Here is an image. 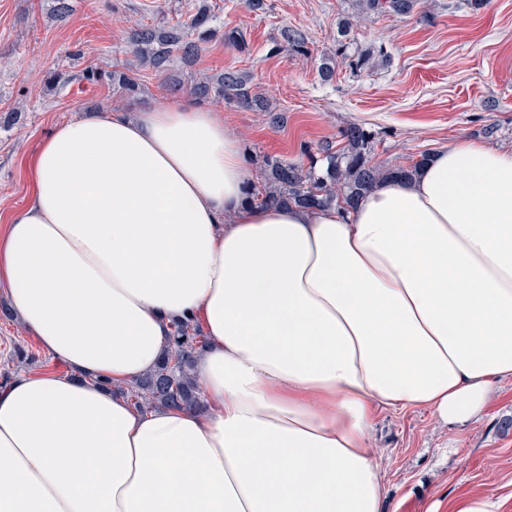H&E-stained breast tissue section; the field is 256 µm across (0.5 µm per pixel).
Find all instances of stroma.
I'll return each instance as SVG.
<instances>
[{
	"label": "stroma",
	"instance_id": "stroma-1",
	"mask_svg": "<svg viewBox=\"0 0 512 512\" xmlns=\"http://www.w3.org/2000/svg\"><path fill=\"white\" fill-rule=\"evenodd\" d=\"M0 0V230L34 193L33 162L40 143L58 126L113 106L111 86L83 79L86 63L108 70L132 62L127 29L143 23L188 21L209 6L221 30L239 31L243 47L209 43L192 65L174 62L183 83L225 69L251 75L252 84L284 121L222 105L225 125L245 151L302 162V144L340 142L356 123L375 139V159L406 165L425 152L472 141L512 147V0H419L408 16L362 12L357 0ZM300 30L307 52L273 51L282 28ZM346 55H339V46ZM82 59H71L73 51ZM368 59L363 69L350 56ZM336 63L333 81H322V60ZM70 74L48 86V71ZM137 105L179 104L166 75L140 72ZM0 294V383L50 368L49 359ZM36 357L17 365L16 347ZM371 444L387 475V512H449L459 497L492 491L512 512V381L502 382L487 412L448 426L413 409L381 417Z\"/></svg>",
	"mask_w": 512,
	"mask_h": 512
}]
</instances>
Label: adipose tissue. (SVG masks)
<instances>
[{
    "label": "adipose tissue",
    "instance_id": "ef3b65f1",
    "mask_svg": "<svg viewBox=\"0 0 512 512\" xmlns=\"http://www.w3.org/2000/svg\"><path fill=\"white\" fill-rule=\"evenodd\" d=\"M252 183L212 106L40 144L0 290L69 371L0 389V512H386L376 418L465 424L512 380V150L450 146L347 208L251 206ZM185 318L203 407L137 410L119 386Z\"/></svg>",
    "mask_w": 512,
    "mask_h": 512
}]
</instances>
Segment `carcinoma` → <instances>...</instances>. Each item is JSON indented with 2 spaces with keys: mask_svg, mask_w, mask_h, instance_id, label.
Here are the masks:
<instances>
[{
  "mask_svg": "<svg viewBox=\"0 0 512 512\" xmlns=\"http://www.w3.org/2000/svg\"><path fill=\"white\" fill-rule=\"evenodd\" d=\"M415 0H364L363 8L371 12L407 15ZM213 16L203 9L188 23L168 25L141 24L128 35L130 52L137 62L157 72L166 73L174 60L191 63L206 46L222 38L230 46L244 45L236 31L224 33L211 25ZM290 49L307 53L306 38L300 31L282 28L275 51ZM83 76L89 81L106 80L119 96L129 98L139 87L135 65L122 69L101 71L91 64ZM192 100L197 103L227 101L237 107L268 112L274 123L280 121L276 108L268 100L254 93L251 79L237 70H224L197 80L190 87ZM343 145L339 148L329 142L319 144L318 153L303 147L309 166L284 159L262 156V176L258 186L250 189L247 202L267 206L290 202L304 208L316 209L334 205H353L362 195L388 178L410 179L428 160L427 155L408 165L384 166L373 160V138L359 124H350L341 131ZM326 161L324 171L316 170L318 159ZM206 338L199 325L190 320H176L172 324L170 346L160 363L123 388V394L138 409H182L202 404L199 381L195 375L197 357L204 350Z\"/></svg>",
  "mask_w": 512,
  "mask_h": 512,
  "instance_id": "1",
  "label": "carcinoma"
}]
</instances>
